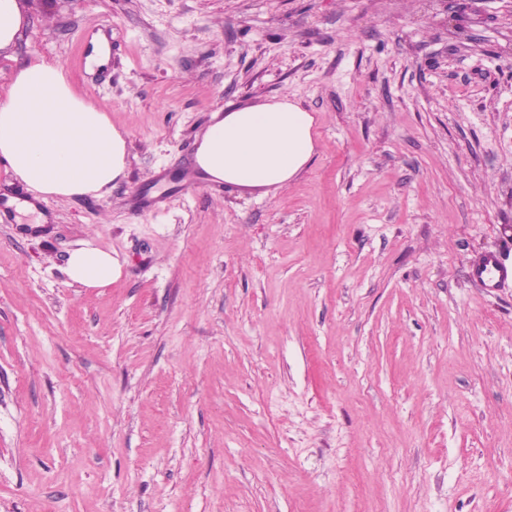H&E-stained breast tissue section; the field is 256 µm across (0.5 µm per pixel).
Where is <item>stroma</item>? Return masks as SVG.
Returning <instances> with one entry per match:
<instances>
[{"label": "stroma", "instance_id": "stroma-1", "mask_svg": "<svg viewBox=\"0 0 512 512\" xmlns=\"http://www.w3.org/2000/svg\"><path fill=\"white\" fill-rule=\"evenodd\" d=\"M126 133L110 194L0 206V512H512V0H24ZM104 35L107 66L88 71ZM286 94L309 166L189 188ZM120 277L64 273L81 242ZM469 278L483 290L497 292L512 283V266L500 261L493 253H485L471 264Z\"/></svg>", "mask_w": 512, "mask_h": 512}]
</instances>
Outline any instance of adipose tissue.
Wrapping results in <instances>:
<instances>
[{"label":"adipose tissue","mask_w":512,"mask_h":512,"mask_svg":"<svg viewBox=\"0 0 512 512\" xmlns=\"http://www.w3.org/2000/svg\"><path fill=\"white\" fill-rule=\"evenodd\" d=\"M316 120L288 95L213 112L197 134L195 163L210 181L269 195L303 172L315 151ZM128 146L107 112L80 96L64 67L18 64L0 97V165L28 188L18 213L41 222L48 198L103 196L124 176ZM121 273L111 253L82 244L68 257L72 283L104 288Z\"/></svg>","instance_id":"obj_1"}]
</instances>
